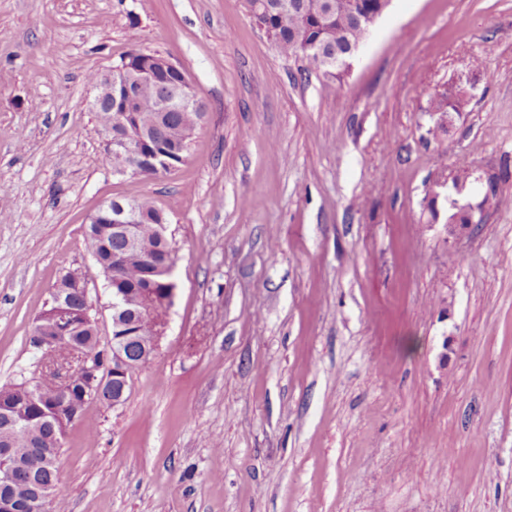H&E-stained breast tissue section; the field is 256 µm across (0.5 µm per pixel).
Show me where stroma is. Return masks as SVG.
<instances>
[{
  "mask_svg": "<svg viewBox=\"0 0 512 512\" xmlns=\"http://www.w3.org/2000/svg\"><path fill=\"white\" fill-rule=\"evenodd\" d=\"M133 49L207 107L152 178L86 81ZM301 65L245 0H0V386L67 272L110 340L102 203L151 198L178 254L157 355L66 432L69 512H512V0H391L342 78ZM464 103V99L460 92L456 93L454 96L451 94H441L434 102L431 112H436L438 114L437 118V127L440 129L444 128V117L447 116V113L450 112L451 109L454 112L459 111L461 106ZM469 208L468 205L462 204L461 206L457 205L455 201L451 202V209L456 210L452 214L448 216V237L449 239L459 240L465 237H468L474 228L473 223L470 224H450V223H458L459 221H464L465 216L467 215V210Z\"/></svg>",
  "mask_w": 512,
  "mask_h": 512,
  "instance_id": "obj_1",
  "label": "stroma"
}]
</instances>
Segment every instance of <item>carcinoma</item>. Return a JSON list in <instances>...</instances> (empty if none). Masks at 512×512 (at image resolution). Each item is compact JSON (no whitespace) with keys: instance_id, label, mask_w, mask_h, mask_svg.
<instances>
[{"instance_id":"carcinoma-1","label":"carcinoma","mask_w":512,"mask_h":512,"mask_svg":"<svg viewBox=\"0 0 512 512\" xmlns=\"http://www.w3.org/2000/svg\"><path fill=\"white\" fill-rule=\"evenodd\" d=\"M268 5L259 8L252 16L263 27L281 54L299 57L306 61L304 71L319 70L323 74L339 78L348 68L328 66L334 59L362 42L372 28L370 21L379 19L389 6L390 0H266ZM151 55H138L130 62L127 79L133 81L135 101L124 116V129L134 133L140 124H151L152 138L139 146L145 156L165 160L175 167L187 159L189 143L200 127L199 108H185L181 104L180 72L145 74ZM464 103L461 94L444 93L434 102L432 111L438 114L437 127L444 128V117L449 111L457 112ZM137 219L132 225L133 243L123 236L112 233L110 224H90L87 235L92 254L112 292L127 296L129 306L118 316L120 325L112 326L111 341L123 345L128 358L141 359L148 337L157 334L158 320L168 315L171 291L174 288L170 265L168 275L157 278L150 285L146 282L148 267L164 260L175 251L167 237L161 236V226L167 224V216L149 198L126 201ZM120 258V282L112 281V257ZM74 346L97 348L98 366L105 368L111 359V346L100 344L98 331L88 329L68 337L51 347L39 350L45 363L41 376V404L48 408L57 406L55 420L69 418L73 409L64 402L54 379V368L70 354ZM0 448H15L20 457L29 454L31 448H52L59 453L61 443L51 422H35L27 427L11 428L0 421ZM57 474L56 464L48 465L33 474L22 471L15 482V492L23 497L31 482H48Z\"/></svg>"}]
</instances>
